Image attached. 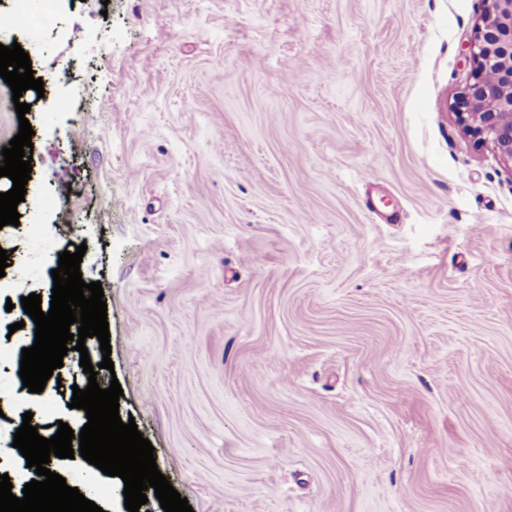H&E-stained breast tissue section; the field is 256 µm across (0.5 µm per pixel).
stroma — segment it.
<instances>
[{
  "label": "stroma",
  "mask_w": 512,
  "mask_h": 512,
  "mask_svg": "<svg viewBox=\"0 0 512 512\" xmlns=\"http://www.w3.org/2000/svg\"><path fill=\"white\" fill-rule=\"evenodd\" d=\"M482 0H56L21 45L0 387L87 250L100 388L193 512H512V167L451 105ZM91 30L90 42L75 35ZM140 87L132 96L131 87ZM71 184L59 191L60 181ZM68 350L0 437L87 422Z\"/></svg>",
  "instance_id": "obj_1"
}]
</instances>
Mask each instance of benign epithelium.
I'll list each match as a JSON object with an SVG mask.
<instances>
[{
    "mask_svg": "<svg viewBox=\"0 0 512 512\" xmlns=\"http://www.w3.org/2000/svg\"><path fill=\"white\" fill-rule=\"evenodd\" d=\"M483 28L470 47L472 82L452 103L477 145L512 165V0H483Z\"/></svg>",
    "mask_w": 512,
    "mask_h": 512,
    "instance_id": "1",
    "label": "benign epithelium"
}]
</instances>
